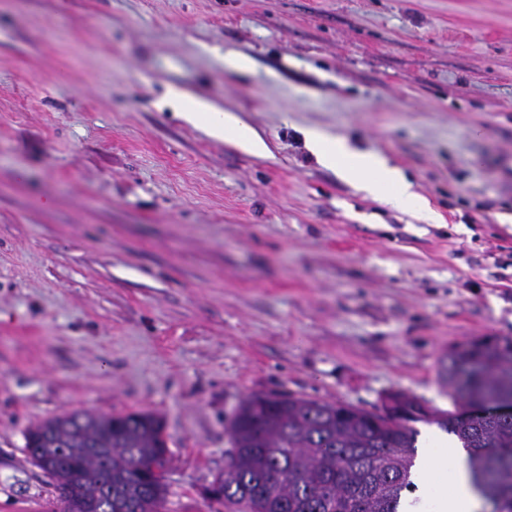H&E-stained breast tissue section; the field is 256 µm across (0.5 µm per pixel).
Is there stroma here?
<instances>
[{
    "label": "stroma",
    "mask_w": 512,
    "mask_h": 512,
    "mask_svg": "<svg viewBox=\"0 0 512 512\" xmlns=\"http://www.w3.org/2000/svg\"><path fill=\"white\" fill-rule=\"evenodd\" d=\"M484 337L512 338V0H0V512H54L24 435L72 411L157 414L164 512H229L208 489L248 396L448 410L441 361ZM169 95L174 103L182 107L189 121L204 126L212 135L224 136V140L232 141L256 155H265L268 152L263 138L238 115L214 111L204 101L186 96L179 90L173 89ZM306 139L318 161L341 177L361 182L365 190L395 208L414 205L423 219L436 221L434 212L416 196L413 184L378 154L356 151L345 137L319 130L307 131Z\"/></svg>",
    "instance_id": "35a3bbf8"
}]
</instances>
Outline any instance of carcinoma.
Here are the masks:
<instances>
[{"instance_id": "1", "label": "carcinoma", "mask_w": 512, "mask_h": 512, "mask_svg": "<svg viewBox=\"0 0 512 512\" xmlns=\"http://www.w3.org/2000/svg\"><path fill=\"white\" fill-rule=\"evenodd\" d=\"M442 373L448 411L402 393L378 413L288 393L279 401L250 396L228 425L237 462L215 477L212 492L231 512H403L418 490L423 423L466 450L484 512H512V418L492 413L493 403L512 399V338L460 344ZM470 400L486 403L485 414H466ZM25 440L59 502L85 503L104 490L105 512H160L167 435L155 414L65 413L31 426Z\"/></svg>"}]
</instances>
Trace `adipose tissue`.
<instances>
[{
	"instance_id": "ef3b65f1",
	"label": "adipose tissue",
	"mask_w": 512,
	"mask_h": 512,
	"mask_svg": "<svg viewBox=\"0 0 512 512\" xmlns=\"http://www.w3.org/2000/svg\"><path fill=\"white\" fill-rule=\"evenodd\" d=\"M170 97L182 107L189 121L204 126L212 135L224 137L256 155L267 153L268 146L263 138L238 115L214 111L204 101L175 89L171 90ZM306 139L318 161L341 177L361 182L365 190L393 207L405 209L412 206L418 209L423 219L434 220V212L419 200L412 183L398 169L389 167L378 154L356 151L345 137L319 130L307 131ZM424 461L425 473L446 467L454 471V491L440 493L436 512H480L482 502L470 487L462 460L451 462L447 457L430 452Z\"/></svg>"
}]
</instances>
